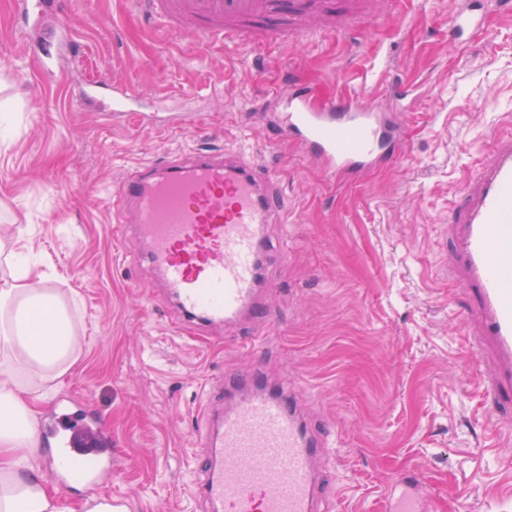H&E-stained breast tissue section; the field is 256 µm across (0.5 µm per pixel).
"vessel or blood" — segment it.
I'll return each instance as SVG.
<instances>
[{"mask_svg":"<svg viewBox=\"0 0 512 512\" xmlns=\"http://www.w3.org/2000/svg\"><path fill=\"white\" fill-rule=\"evenodd\" d=\"M144 7L162 34L178 33L210 44L284 43L313 32L345 31L354 15L375 0H128ZM66 0H22L32 21L60 12ZM484 0H455L448 36L463 42L484 24ZM277 134L301 146L331 176L355 174L398 159L399 128L372 105L345 98L316 105L304 88L290 86ZM121 224L135 223L146 239L141 259L160 273L179 314L175 325L194 336L214 324L270 323L273 312L261 296L265 225L282 215L275 172L251 157L229 159L197 150L160 154L133 168L112 192ZM454 248L450 267L471 298L467 320L477 325L475 346L490 356L495 373L482 382L492 418L512 408V133L498 136L492 156L459 193L449 220ZM256 373L239 384L221 415L200 414L206 462L192 493L218 512H318L317 458L328 453L329 424L309 429L297 411V395L256 385ZM78 436L72 474L94 485L112 469V433L75 408L44 422L41 433L55 442L63 420ZM436 493L418 471L399 473L383 492L379 512H433Z\"/></svg>","mask_w":512,"mask_h":512,"instance_id":"obj_1","label":"vessel or blood"}]
</instances>
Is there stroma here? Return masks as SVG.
Listing matches in <instances>:
<instances>
[{
  "mask_svg": "<svg viewBox=\"0 0 512 512\" xmlns=\"http://www.w3.org/2000/svg\"><path fill=\"white\" fill-rule=\"evenodd\" d=\"M0 0V243H26L45 286L73 300L79 355L34 387L37 420L66 399L112 430L114 469L94 487L47 477L69 512L118 495L126 512H211L198 476L197 411L226 379L256 370L297 385L302 414L333 424L317 461L339 512H376L398 473L416 468L434 512H512V424L485 411L490 361L448 266V215L467 175L512 130V9L490 0L483 30L448 37V0H380L353 30L254 49L162 37L126 0H73L33 28ZM73 43L53 49L47 31ZM98 97L81 98L90 81ZM321 100L362 97L399 116L404 158L360 177L327 176L260 117L288 83ZM133 92L126 115L113 88ZM246 152L276 171L287 216L266 225L278 329L249 323L190 338L175 302L139 264V234L119 238L109 200L131 168L166 151Z\"/></svg>",
  "mask_w": 512,
  "mask_h": 512,
  "instance_id": "obj_1",
  "label": "stroma"
}]
</instances>
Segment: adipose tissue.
<instances>
[{"label": "adipose tissue", "instance_id": "adipose-tissue-1", "mask_svg": "<svg viewBox=\"0 0 512 512\" xmlns=\"http://www.w3.org/2000/svg\"><path fill=\"white\" fill-rule=\"evenodd\" d=\"M14 273L0 286V343L41 381L63 377L75 361L77 336L70 306L43 287L24 250H13ZM28 387L0 360V512H65L30 461L38 446Z\"/></svg>", "mask_w": 512, "mask_h": 512}]
</instances>
